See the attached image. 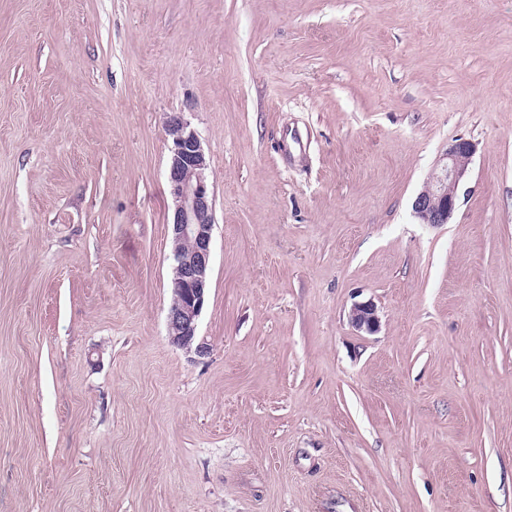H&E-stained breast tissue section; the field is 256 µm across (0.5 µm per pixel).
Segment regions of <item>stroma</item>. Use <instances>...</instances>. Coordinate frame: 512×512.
<instances>
[{"label":"stroma","mask_w":512,"mask_h":512,"mask_svg":"<svg viewBox=\"0 0 512 512\" xmlns=\"http://www.w3.org/2000/svg\"><path fill=\"white\" fill-rule=\"evenodd\" d=\"M0 512H512V0H0ZM170 141L167 186L172 201L171 256L175 300L167 316L170 341L192 351L205 305L212 262L214 199L200 136L182 114L165 123ZM475 147L456 139L439 159L423 191L414 200L413 211L423 224H445L453 215L459 185L466 179ZM351 324L360 331L374 333L379 326L377 307L372 301L353 304L349 313Z\"/></svg>","instance_id":"35a3bbf8"}]
</instances>
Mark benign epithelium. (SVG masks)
<instances>
[{"label":"benign epithelium","instance_id":"7a95c632","mask_svg":"<svg viewBox=\"0 0 512 512\" xmlns=\"http://www.w3.org/2000/svg\"><path fill=\"white\" fill-rule=\"evenodd\" d=\"M165 133L170 141L167 186L172 201L169 225L175 296L167 316V331L173 344L201 354L204 346L195 344V339L209 286L215 224L209 162L200 136L182 114L169 117ZM474 153V145L462 138L448 146L425 189L414 200L413 211L421 223H448ZM349 317L360 331L374 333L378 329L377 307L371 301L353 304Z\"/></svg>","mask_w":512,"mask_h":512}]
</instances>
